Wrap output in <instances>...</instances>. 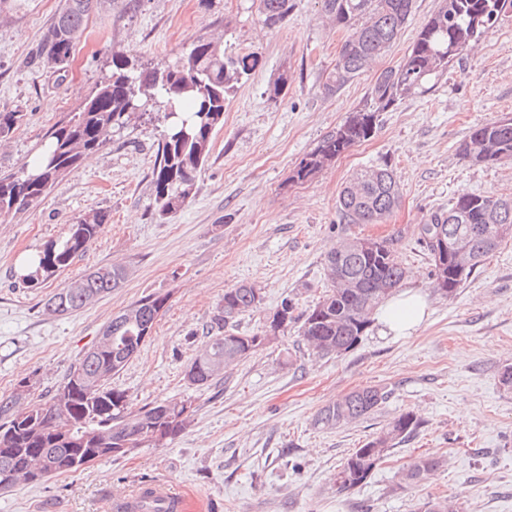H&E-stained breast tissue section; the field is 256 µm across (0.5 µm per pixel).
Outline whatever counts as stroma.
I'll use <instances>...</instances> for the list:
<instances>
[{
    "mask_svg": "<svg viewBox=\"0 0 512 512\" xmlns=\"http://www.w3.org/2000/svg\"><path fill=\"white\" fill-rule=\"evenodd\" d=\"M294 2L287 22L270 28L260 0H106L62 75L41 66L38 53L64 0H23L0 12V108L22 114L0 139L4 171L32 160L110 73L113 54L154 63L187 52L204 34L263 59L225 103L196 195L167 220L154 216L160 132L150 126L88 154L26 211L0 214V394L26 381L32 396L49 398L113 317L158 293L168 297L164 312L111 385L125 391L132 411L171 399L196 409L191 426L166 443L0 490V512H113L114 502L155 481L191 495L202 512H421L435 497L448 498L455 512H512V389L500 382L512 364V241L449 299L433 290L420 240L421 225L459 194L512 197V159L476 165L460 154L474 127L512 117V12L430 90L381 113L371 138L294 184L300 159L362 106L382 70L403 60L440 0H415L389 50L334 92L325 84L344 32L321 0ZM283 75L288 87L273 96ZM385 164L400 184L398 208L381 224L347 223L338 207L346 181L356 169ZM96 210L109 220L82 256L39 288L16 276L22 257ZM343 237L393 241L408 270L402 289L427 302L416 331L386 336L373 323L349 351L319 357L292 324L222 378L188 385L187 364L225 289L252 283L262 292L260 308L236 322L243 334L261 332L285 300L307 313L329 287L325 255ZM112 263L128 270L121 288L65 316L46 312L57 288ZM362 387L387 392L377 413L337 429L316 426L321 408ZM407 411L421 421L417 434L363 485L337 492L345 458ZM424 454L443 457L444 466L400 487L399 467Z\"/></svg>",
    "mask_w": 512,
    "mask_h": 512,
    "instance_id": "stroma-1",
    "label": "stroma"
}]
</instances>
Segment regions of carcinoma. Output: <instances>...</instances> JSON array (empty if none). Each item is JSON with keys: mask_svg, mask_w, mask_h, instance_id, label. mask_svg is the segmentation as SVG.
<instances>
[{"mask_svg": "<svg viewBox=\"0 0 512 512\" xmlns=\"http://www.w3.org/2000/svg\"><path fill=\"white\" fill-rule=\"evenodd\" d=\"M100 2L66 0L41 43L38 58L43 65L56 72L67 67ZM260 4L270 28L285 23L295 6L294 0H260ZM322 6L325 15L347 33L326 82V89L333 92L389 49L408 22L414 0H322ZM508 10H512V0H441L408 55L377 75L362 106L303 158L289 181H306L369 139L379 113L429 90L431 80L443 76L448 66L488 33L483 21L492 26ZM261 65L258 53L228 55L207 36L198 37L187 54L161 59L151 67L127 56H112L111 72L79 111L51 131L36 157L18 172L0 174V213L28 209L86 153L104 148L130 129L151 124L163 127L152 172L155 215L170 217L195 194L214 131L224 124L226 100ZM20 118L14 110H0V137L11 134ZM460 152L476 164L511 159L512 117L472 129ZM400 199L399 182L390 167H367L352 174L340 192L339 207L354 224H380ZM108 218L107 212L94 211L69 225L63 239L38 253L36 270L22 280L33 288L68 267L87 251ZM420 235L432 262L434 288L452 297L489 255L512 240V199L463 193L448 211L432 214ZM457 235L467 237L472 247L473 263L463 271L451 260L437 263L433 253V240ZM362 242L359 237H345L328 251L329 289L299 328L305 345L321 357L337 356L357 344L377 307L394 295L405 278V267L389 240H372L370 250L363 249ZM125 278L122 266H98L58 289L47 299L46 309L54 316L70 314L120 287ZM167 301L163 294H150L113 318L106 326L112 340L86 351L49 401L22 398L23 383L10 394L0 395V490L30 483L26 470L31 465L41 466L47 479L77 471L87 455L103 457L99 449L118 438L128 439L136 448L158 445L191 425L194 410L186 407L185 400L129 413L125 392L110 386L112 376L139 351L143 334L152 330ZM261 301V289L250 283L224 290V299L211 318V335L185 371L193 385L209 384L295 321L293 306L284 301L267 318L261 333L234 331V320L258 308ZM386 399L380 388L356 389L320 409L315 425L332 429L354 424L375 414ZM419 427V419L409 411L394 417L345 459L336 474L337 490L347 492L362 485L389 449L411 439ZM443 464L436 456L416 457L402 467L400 481L407 486L417 484Z\"/></svg>", "mask_w": 512, "mask_h": 512, "instance_id": "obj_1", "label": "carcinoma"}]
</instances>
